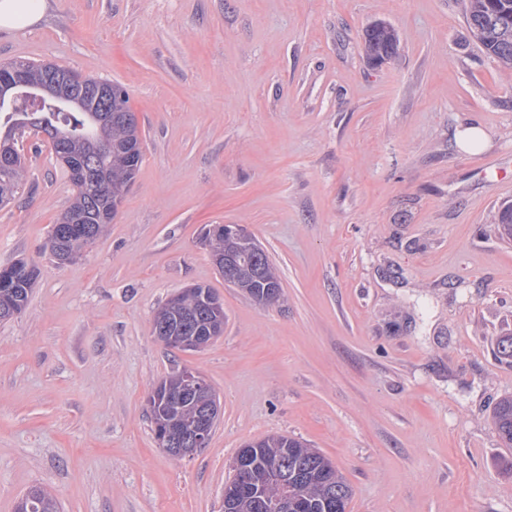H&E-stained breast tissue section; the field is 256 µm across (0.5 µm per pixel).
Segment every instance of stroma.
<instances>
[{
  "mask_svg": "<svg viewBox=\"0 0 512 512\" xmlns=\"http://www.w3.org/2000/svg\"><path fill=\"white\" fill-rule=\"evenodd\" d=\"M0 27V64L56 63L122 84L143 162L78 260L46 243L74 188L45 137L0 207V266H37L0 323V512L34 487L58 512H223L245 443L298 439L350 483L347 512H512V71L467 32L461 0H49ZM400 35L374 63L363 33ZM484 132L479 149L467 127ZM237 224L282 298L224 281L200 243ZM224 333L166 347L153 317L189 286ZM213 386L209 443L159 448L148 397L182 367ZM495 429L508 448L512 447V397L502 399L494 410Z\"/></svg>",
  "mask_w": 512,
  "mask_h": 512,
  "instance_id": "1",
  "label": "stroma"
}]
</instances>
